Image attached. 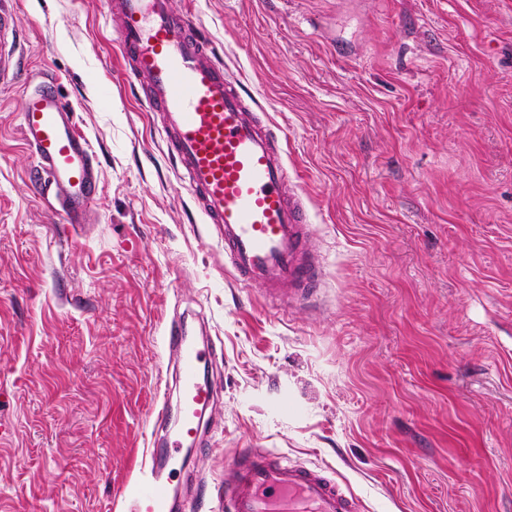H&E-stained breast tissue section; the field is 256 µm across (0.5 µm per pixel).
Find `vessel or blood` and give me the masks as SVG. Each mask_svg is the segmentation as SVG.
<instances>
[{"label":"vessel or blood","mask_w":512,"mask_h":512,"mask_svg":"<svg viewBox=\"0 0 512 512\" xmlns=\"http://www.w3.org/2000/svg\"><path fill=\"white\" fill-rule=\"evenodd\" d=\"M112 15L122 57L145 85L168 153L223 241L237 282L260 286L271 298H309L321 271L309 259L307 209L288 189L276 132L248 112L241 85L217 61L196 22L173 13L171 0H113ZM21 126L53 193V209L66 223H84L100 193L99 173L55 86L26 94ZM187 336L180 321L165 332L179 379V431L153 442L129 490V512H174L165 487L168 465L174 451L197 440L202 416L216 407L215 389L203 374L212 351ZM224 504L228 512H362L347 485L324 470L250 448L225 470Z\"/></svg>","instance_id":"1"}]
</instances>
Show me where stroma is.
Here are the masks:
<instances>
[{
  "label": "stroma",
  "mask_w": 512,
  "mask_h": 512,
  "mask_svg": "<svg viewBox=\"0 0 512 512\" xmlns=\"http://www.w3.org/2000/svg\"><path fill=\"white\" fill-rule=\"evenodd\" d=\"M0 82V512H127L212 341L217 411L179 449L183 512H222L242 448L340 477L365 512H512V0H172L287 151L323 280L239 287L123 61L108 0H6ZM54 78L101 191L75 227L20 128Z\"/></svg>",
  "instance_id": "1"
}]
</instances>
